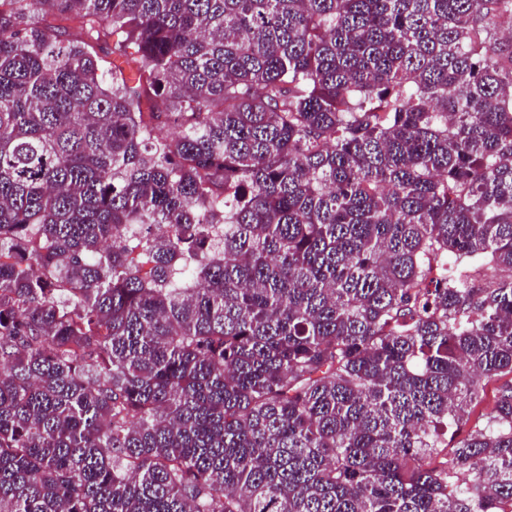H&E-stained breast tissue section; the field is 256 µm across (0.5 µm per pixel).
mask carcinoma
<instances>
[{
    "label": "carcinoma",
    "instance_id": "obj_1",
    "mask_svg": "<svg viewBox=\"0 0 512 512\" xmlns=\"http://www.w3.org/2000/svg\"><path fill=\"white\" fill-rule=\"evenodd\" d=\"M503 268L512 0H0V512H501ZM511 376H501L488 382L484 388L483 402L471 413L469 427L481 425L485 419L484 415L488 414L493 406L495 396L498 394L500 387L510 381Z\"/></svg>",
    "mask_w": 512,
    "mask_h": 512
}]
</instances>
